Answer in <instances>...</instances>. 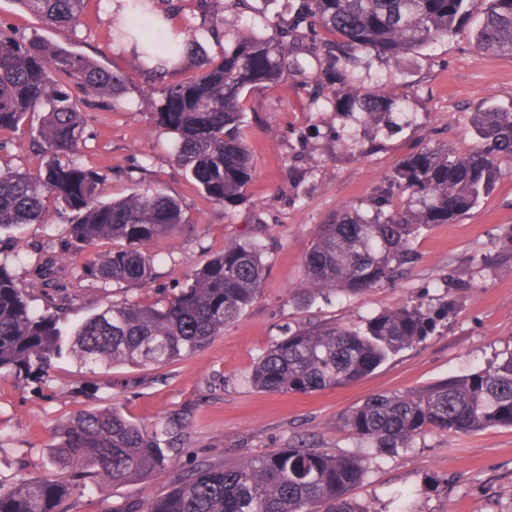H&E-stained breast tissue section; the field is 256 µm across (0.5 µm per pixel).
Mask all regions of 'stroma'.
<instances>
[{
    "mask_svg": "<svg viewBox=\"0 0 512 512\" xmlns=\"http://www.w3.org/2000/svg\"><path fill=\"white\" fill-rule=\"evenodd\" d=\"M102 4L85 0L80 24L70 30L45 28L17 0H0V24L38 34L104 66L126 67L132 55L113 41L112 20ZM473 30L470 24L460 27L424 55L403 56L397 65L376 66L363 76L370 90L402 94L410 83L419 89L401 130L366 155L325 139L324 131L335 122L333 113L302 112L289 85L252 92L247 135L255 179L247 204L232 212L206 201L183 177L172 157L171 134L150 124L137 94L123 97L116 110H91L83 159L106 174L105 199L160 189L181 200L187 222L151 244L157 257L151 291L86 284L66 325L116 301L181 287L188 271L241 235L255 213L265 220L258 234L268 250L265 291L204 349L163 366L104 371L62 360L44 380L0 374V484L47 474L55 426L77 409L116 402L135 420L181 435V446L162 471L147 479L124 484L86 479L69 498L68 512H145L201 461L247 460L301 442L362 459L365 475L353 496L366 512H512L510 428L474 434L434 431L412 447L382 454L336 426L340 413L372 395L463 377L512 353V251L504 246L512 234V163L503 162V175L483 204L458 223L421 231L413 239L417 260L394 285L357 296L302 298L303 256L329 213L369 195L418 138L466 151L474 144L469 113L489 103L512 105V56L476 53ZM310 124L321 131L310 142L313 173L300 202L292 204L287 133L289 127ZM65 228V219L57 217L0 238V251L26 256L15 275L35 309H43L45 302L30 275L36 260L32 246L56 243ZM452 270L466 288L447 327L403 349L360 381L309 394L264 393L248 383L254 362L289 325L311 320L355 328L388 307L410 301L438 304Z\"/></svg>",
    "mask_w": 512,
    "mask_h": 512,
    "instance_id": "35a3bbf8",
    "label": "stroma"
}]
</instances>
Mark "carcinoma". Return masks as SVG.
I'll use <instances>...</instances> for the list:
<instances>
[{
    "label": "carcinoma",
    "instance_id": "obj_1",
    "mask_svg": "<svg viewBox=\"0 0 512 512\" xmlns=\"http://www.w3.org/2000/svg\"><path fill=\"white\" fill-rule=\"evenodd\" d=\"M49 29L80 25L85 0H16ZM193 0L183 15L182 40L164 35L167 16L155 0H124L112 12L115 37L140 46L131 70H110L95 59L0 26V132H18L28 115L42 113L30 133L45 158L36 171L0 168V234L24 224L68 215L59 253L34 268L45 288L46 309L33 310L18 286L9 256L0 258V371L44 378L63 359L104 369L165 365L205 347L235 323L262 294L265 248L243 235L187 274L163 297L114 302L65 328L58 313L75 304L83 281L148 289L155 258L148 247L184 222L181 202L164 192L101 200L104 181L77 160L87 138L86 107L115 108L135 92L150 105V121L174 136L173 156L210 202L227 210L246 204L254 177L246 130L247 96L291 80L302 110L334 112L336 141L359 127L352 150L401 128L398 116L411 96L367 90L359 74L390 66L448 39L478 13L476 51L512 55V0ZM248 8L258 24L240 25ZM211 38L218 52L198 56ZM170 81L142 87L136 72ZM476 144L464 153L417 143L384 174L371 193L328 214L304 254L310 294L359 295L396 280L416 262L412 240L423 229L455 224L480 206L512 161V109L487 105L471 113ZM300 149L288 174L300 186L311 174L309 136L293 130ZM96 252L64 283L60 260L69 245ZM459 278L448 277V301L431 307L407 303L384 309L350 329L304 321L288 328L253 365L250 385L268 393L310 392L361 380L403 349L424 342L454 311ZM381 453L411 447L431 431L477 433L512 428V355L466 375L406 393L380 394L338 420ZM50 464L71 474H92L115 484L162 470L175 442L168 432L134 421L114 403L79 409L58 427ZM365 468L355 455L321 448H277L248 461L203 463L147 512H365L353 491ZM69 483L40 476L0 485V512H67Z\"/></svg>",
    "mask_w": 512,
    "mask_h": 512
}]
</instances>
